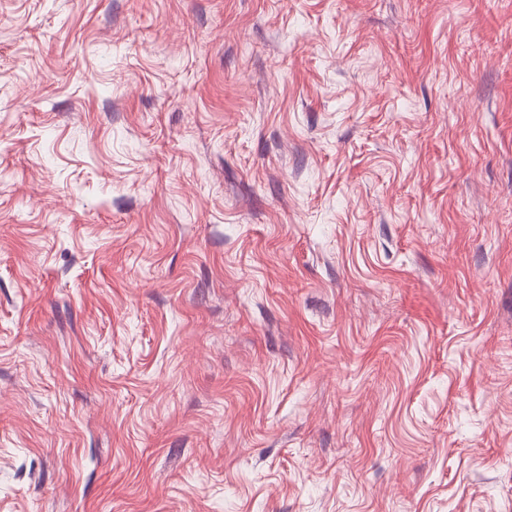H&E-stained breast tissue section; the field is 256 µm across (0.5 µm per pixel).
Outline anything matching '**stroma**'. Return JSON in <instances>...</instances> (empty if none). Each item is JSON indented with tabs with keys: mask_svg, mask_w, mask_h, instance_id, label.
<instances>
[{
	"mask_svg": "<svg viewBox=\"0 0 512 512\" xmlns=\"http://www.w3.org/2000/svg\"><path fill=\"white\" fill-rule=\"evenodd\" d=\"M0 512H512V0H0Z\"/></svg>",
	"mask_w": 512,
	"mask_h": 512,
	"instance_id": "stroma-1",
	"label": "stroma"
}]
</instances>
